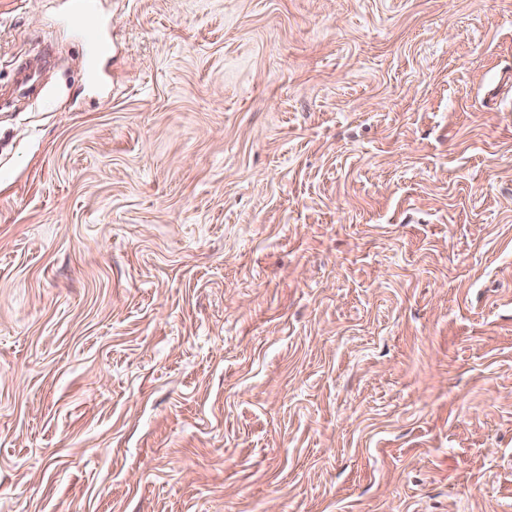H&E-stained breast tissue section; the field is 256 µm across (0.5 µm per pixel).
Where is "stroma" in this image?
Instances as JSON below:
<instances>
[{"mask_svg": "<svg viewBox=\"0 0 512 512\" xmlns=\"http://www.w3.org/2000/svg\"><path fill=\"white\" fill-rule=\"evenodd\" d=\"M0 0V512H512V0ZM78 2L77 11L73 10L69 15L70 24L84 30L89 35L97 54L106 52L109 49V43L100 33L95 19L93 1L79 0Z\"/></svg>", "mask_w": 512, "mask_h": 512, "instance_id": "stroma-1", "label": "stroma"}]
</instances>
